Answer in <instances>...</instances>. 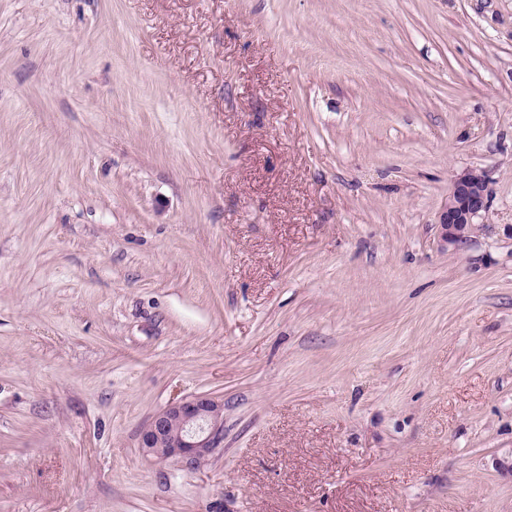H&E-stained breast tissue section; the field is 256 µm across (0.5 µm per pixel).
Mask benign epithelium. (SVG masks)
<instances>
[{
  "instance_id": "7a95c632",
  "label": "benign epithelium",
  "mask_w": 512,
  "mask_h": 512,
  "mask_svg": "<svg viewBox=\"0 0 512 512\" xmlns=\"http://www.w3.org/2000/svg\"><path fill=\"white\" fill-rule=\"evenodd\" d=\"M488 208V180L477 168L459 172L452 181L448 201L438 224L443 241H467L474 220ZM224 441V401L208 395L194 396L168 405L140 432V448L159 461L198 463Z\"/></svg>"
}]
</instances>
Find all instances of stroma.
<instances>
[{"label": "stroma", "mask_w": 512, "mask_h": 512, "mask_svg": "<svg viewBox=\"0 0 512 512\" xmlns=\"http://www.w3.org/2000/svg\"><path fill=\"white\" fill-rule=\"evenodd\" d=\"M0 512H512V0H0ZM488 208V180L477 168L459 172L452 181L448 201L438 224L441 237L447 244L461 245L467 241L474 220ZM224 441V401L194 396L168 405L140 432V447L159 461L198 463Z\"/></svg>", "instance_id": "1"}]
</instances>
